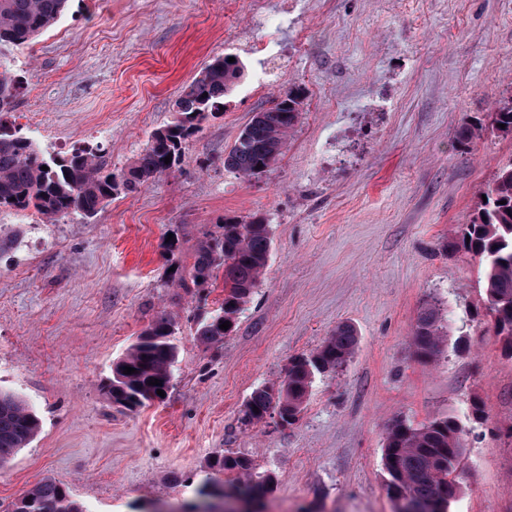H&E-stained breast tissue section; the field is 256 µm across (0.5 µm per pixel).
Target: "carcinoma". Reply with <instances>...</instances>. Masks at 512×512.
<instances>
[{"label": "carcinoma", "instance_id": "1", "mask_svg": "<svg viewBox=\"0 0 512 512\" xmlns=\"http://www.w3.org/2000/svg\"><path fill=\"white\" fill-rule=\"evenodd\" d=\"M68 6V0H0V120L14 109L21 81L11 74L9 50L21 46L51 27ZM243 66L224 56L206 65L180 91L174 106L179 119L155 130L146 147L116 176L104 172L99 156L91 149L76 150L63 157L45 155L18 130L0 123V208H34L50 222L71 214L96 216L120 191L131 193L152 178L179 167L184 145L200 122L224 106ZM302 112V96L288 89L272 107L253 115L229 151L224 168L251 177L270 168L282 154L288 135ZM494 126L512 135V99L494 112ZM171 157L165 163V157ZM48 170H42V166ZM487 201L468 224L461 225L458 245L484 262V291L497 335L512 353V163L502 167L484 191ZM506 204H501V201ZM270 225L262 217L227 218L217 230L204 234L188 274L175 266L171 279L180 288H206L224 271L222 319L206 315L197 322L196 339L220 343L233 332L244 303L257 287L271 250ZM230 322L226 330L220 329ZM174 323L164 315L149 325L112 367L108 393L112 403L135 412L164 398L157 390L173 387L177 358ZM358 344L353 326L341 323L308 354L288 361L276 386L263 385L247 398L239 422L244 427L263 422L275 412L285 425L297 420L316 376L342 369ZM444 344L439 309L423 306L413 336L416 358L436 359ZM136 369L133 374L125 368ZM158 379L162 386L149 384ZM40 430L38 416L18 396L0 390V467ZM463 435L452 418H436L414 427L398 421L387 430L383 448L386 487L395 507L409 500L429 512H447L448 504L461 491ZM210 470L199 486L202 500L218 497L258 502L273 483L268 475L254 473L249 459L230 452H217L208 461ZM236 474L229 486L221 475ZM9 512H84L68 491L45 480L11 505Z\"/></svg>", "mask_w": 512, "mask_h": 512}]
</instances>
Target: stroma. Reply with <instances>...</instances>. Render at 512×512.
Here are the masks:
<instances>
[{
	"instance_id": "35a3bbf8",
	"label": "stroma",
	"mask_w": 512,
	"mask_h": 512,
	"mask_svg": "<svg viewBox=\"0 0 512 512\" xmlns=\"http://www.w3.org/2000/svg\"><path fill=\"white\" fill-rule=\"evenodd\" d=\"M285 1L259 13L256 0H70L12 51L22 89L7 126L50 154L97 150L115 174L204 65L230 55L243 72L175 172L90 219L0 210V227L20 231L0 254V390L41 421L0 467V506L45 479L84 512L195 504L224 449L272 476L262 512H394L389 426L451 416L465 472L447 512H512V354L487 316L483 262L453 246L512 163V136L493 127L512 98V0ZM291 88L303 110L276 163L252 178L225 169L253 114ZM466 125L479 137L460 141ZM254 215L270 226L266 269L235 330L203 345L197 320L224 281L197 296L170 264L190 270L203 231ZM429 298L447 336L423 363L411 336ZM163 315L178 327L168 398L114 406V363ZM340 323L356 350L314 379L296 424L240 428L251 392Z\"/></svg>"
}]
</instances>
